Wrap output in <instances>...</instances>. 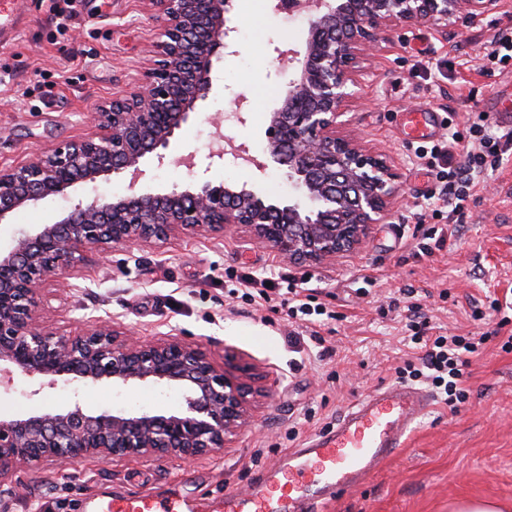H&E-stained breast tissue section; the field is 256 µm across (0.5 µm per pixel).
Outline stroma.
Segmentation results:
<instances>
[{
  "instance_id": "35a3bbf8",
  "label": "stroma",
  "mask_w": 512,
  "mask_h": 512,
  "mask_svg": "<svg viewBox=\"0 0 512 512\" xmlns=\"http://www.w3.org/2000/svg\"><path fill=\"white\" fill-rule=\"evenodd\" d=\"M68 15L58 31V10ZM24 11L11 42L0 43V166L28 160L91 128L103 102L137 86L153 61L159 23L151 0H0V18ZM231 52L215 69L214 94L179 133L183 152L217 179L258 181L271 199L288 197L283 170L256 175L232 156L210 161L217 134L261 154L269 112L294 72L279 53L301 48L303 19L273 5L236 0L230 14ZM512 34V16L495 14L467 27L432 23L399 26L362 63L358 96L343 128L370 151L388 155L400 190L390 219L373 225L364 243L334 262L290 265L243 229L224 236L177 237L148 246L91 253L73 287L43 286L37 317L46 329L77 332L85 319L116 323L146 340L178 336L199 345L217 364L255 376L247 425L222 450L183 462L170 458L87 459L59 468L21 470L0 487V512H83L91 494L177 495L191 512H217L225 492L242 491L289 450L335 426L352 403L398 383L396 369L412 354L403 342L411 299L443 334L497 331L472 359L469 397L457 410L433 402L403 448L358 487L330 501L324 512H448L454 501L491 499L512 508V352L501 350L512 323L498 329L493 299L512 304V159L490 172L455 224L435 177L417 166V143L407 136L414 112L488 115L496 90L512 85V67L483 72L480 59L498 34ZM222 114L214 125V114ZM45 199L0 222V245L16 231L53 222L66 208ZM447 227L450 243L425 256L420 247ZM272 277L267 299L246 295L248 274ZM307 281L313 304L325 308L316 332L332 349L322 358L313 331L288 319L280 305L290 281ZM485 311L484 320L472 317ZM15 374L0 389V418L63 406L79 392L86 408L137 406L167 412L183 406L176 391L151 386L119 389L101 382L74 390L65 380L40 395Z\"/></svg>"
}]
</instances>
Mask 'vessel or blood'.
<instances>
[{"instance_id":"1","label":"vessel or blood","mask_w":512,"mask_h":512,"mask_svg":"<svg viewBox=\"0 0 512 512\" xmlns=\"http://www.w3.org/2000/svg\"><path fill=\"white\" fill-rule=\"evenodd\" d=\"M430 403L426 393L402 385L365 397L342 412L335 429L265 470L248 493H225L224 512H320L396 454ZM88 505L93 512H186L183 502L153 496L94 494Z\"/></svg>"}]
</instances>
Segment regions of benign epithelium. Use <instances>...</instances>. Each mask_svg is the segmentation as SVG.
Wrapping results in <instances>:
<instances>
[{"label":"benign epithelium","instance_id":"obj_1","mask_svg":"<svg viewBox=\"0 0 512 512\" xmlns=\"http://www.w3.org/2000/svg\"><path fill=\"white\" fill-rule=\"evenodd\" d=\"M160 20L154 60L131 92L96 112L94 130L29 160L0 167V222L30 204L56 197L68 207L52 224L21 229L0 249V386L14 373L82 385L162 386L182 392L185 406L165 414L119 409L92 412L79 394L60 409L0 418V486L23 468L86 459L135 457L191 460L224 448L248 420L249 386L177 336L142 341L90 319L60 335L36 322L40 285L49 277L70 288L84 252L146 245L184 235H224L244 228L282 261L334 260L359 247L371 226L390 216L399 173L383 154L338 134L344 103L356 94L360 60L398 25L476 23L503 10L502 0H277L302 9L303 51L288 50L295 69L279 106L269 113L265 158L218 134L210 157L231 153L263 173L274 163L297 193L272 201L254 185L192 176L164 193L136 192L109 200L74 196L102 177L145 176L144 162L195 168L193 153L172 142L213 89L214 64L227 41L233 0H152Z\"/></svg>","mask_w":512,"mask_h":512}]
</instances>
